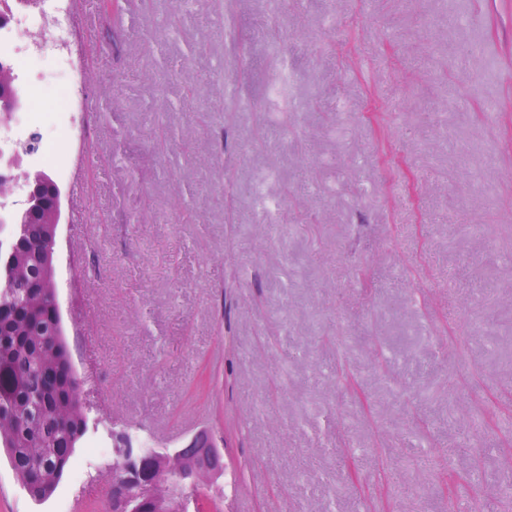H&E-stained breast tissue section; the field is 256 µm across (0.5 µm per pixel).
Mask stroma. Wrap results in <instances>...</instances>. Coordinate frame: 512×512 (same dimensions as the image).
<instances>
[{"instance_id":"stroma-1","label":"stroma","mask_w":512,"mask_h":512,"mask_svg":"<svg viewBox=\"0 0 512 512\" xmlns=\"http://www.w3.org/2000/svg\"><path fill=\"white\" fill-rule=\"evenodd\" d=\"M56 299L112 428L209 430L221 512H495L512 485V0H72ZM284 203L264 223L260 175Z\"/></svg>"}]
</instances>
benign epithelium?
I'll use <instances>...</instances> for the list:
<instances>
[{
    "mask_svg": "<svg viewBox=\"0 0 512 512\" xmlns=\"http://www.w3.org/2000/svg\"><path fill=\"white\" fill-rule=\"evenodd\" d=\"M22 106L9 72L1 69L0 111L17 112ZM23 184L24 199L14 208L10 223L49 225L42 284L53 288L62 189L43 170L26 173ZM163 459L170 461V468L161 465ZM225 471L224 451L207 431L197 433L177 449H164L150 458L132 453L124 467L112 468V512H149V504L156 512H216L213 494L219 493L218 481Z\"/></svg>",
    "mask_w": 512,
    "mask_h": 512,
    "instance_id": "benign-epithelium-1",
    "label": "benign epithelium"
}]
</instances>
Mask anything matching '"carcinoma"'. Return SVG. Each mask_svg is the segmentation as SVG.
<instances>
[{
    "mask_svg": "<svg viewBox=\"0 0 512 512\" xmlns=\"http://www.w3.org/2000/svg\"><path fill=\"white\" fill-rule=\"evenodd\" d=\"M46 240L42 224H23L1 252L14 253L10 273L0 272V448L35 501L48 499L74 449L88 430L81 384L73 370L52 297L33 288L42 257L34 244Z\"/></svg>",
    "mask_w": 512,
    "mask_h": 512,
    "instance_id": "1",
    "label": "carcinoma"
}]
</instances>
